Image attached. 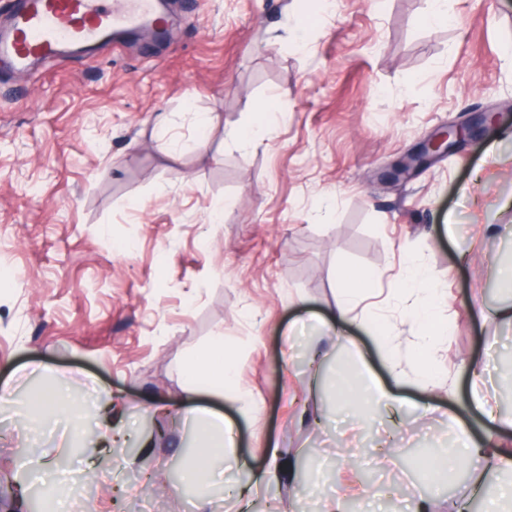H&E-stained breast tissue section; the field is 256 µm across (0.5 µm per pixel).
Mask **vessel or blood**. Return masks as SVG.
Masks as SVG:
<instances>
[{
	"label": "vessel or blood",
	"mask_w": 512,
	"mask_h": 512,
	"mask_svg": "<svg viewBox=\"0 0 512 512\" xmlns=\"http://www.w3.org/2000/svg\"><path fill=\"white\" fill-rule=\"evenodd\" d=\"M105 0H15L10 25L0 31V59L17 67L91 50L115 32L156 22L155 0H126L112 11Z\"/></svg>",
	"instance_id": "1"
}]
</instances>
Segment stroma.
Listing matches in <instances>:
<instances>
[{"label": "stroma", "mask_w": 512, "mask_h": 512, "mask_svg": "<svg viewBox=\"0 0 512 512\" xmlns=\"http://www.w3.org/2000/svg\"><path fill=\"white\" fill-rule=\"evenodd\" d=\"M447 2L431 25L430 0H169L164 36L0 63V486L26 512H323L337 496L345 512H485L470 467L437 480L426 463L459 444L452 405L512 451L463 407L478 362L512 411V326L470 314L512 298V0ZM485 111L477 136L391 180ZM409 257L448 293L437 385L402 312ZM345 269L373 289L342 340L327 324ZM372 316L386 335L358 327ZM219 334L236 376L216 395L197 379L193 404L277 473L245 510L223 476L181 480L202 452L185 367ZM364 368L419 410L380 403L362 426L335 382ZM50 388L71 411L32 407Z\"/></svg>", "instance_id": "stroma-1"}]
</instances>
